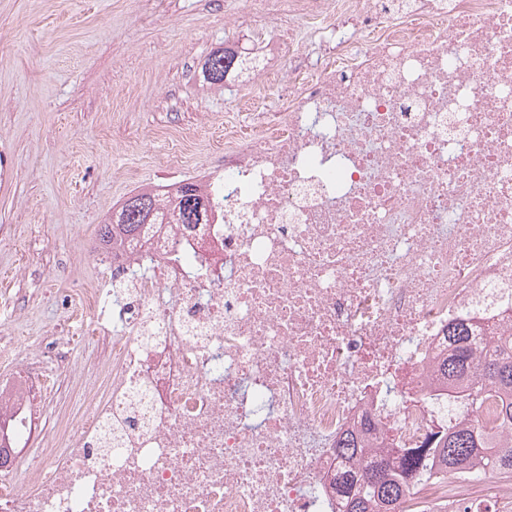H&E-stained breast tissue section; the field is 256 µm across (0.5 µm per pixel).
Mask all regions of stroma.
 <instances>
[{"mask_svg": "<svg viewBox=\"0 0 512 512\" xmlns=\"http://www.w3.org/2000/svg\"><path fill=\"white\" fill-rule=\"evenodd\" d=\"M254 40L245 0H0V379L53 377L47 434L79 425L77 378L106 358L56 303L106 278L100 224L133 192L219 168L240 98L286 109L260 71L203 77L211 53Z\"/></svg>", "mask_w": 512, "mask_h": 512, "instance_id": "35a3bbf8", "label": "stroma"}]
</instances>
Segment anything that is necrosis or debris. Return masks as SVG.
I'll use <instances>...</instances> for the list:
<instances>
[{
	"mask_svg": "<svg viewBox=\"0 0 512 512\" xmlns=\"http://www.w3.org/2000/svg\"><path fill=\"white\" fill-rule=\"evenodd\" d=\"M247 4L288 107L225 128L207 223L101 253L81 330L112 367L29 489L0 473V512H336L337 440L369 415L374 441L423 443L449 326L512 322V0ZM36 390L0 382L21 441ZM479 495L512 507V478L436 476L397 512Z\"/></svg>",
	"mask_w": 512,
	"mask_h": 512,
	"instance_id": "1",
	"label": "necrosis or debris"
}]
</instances>
